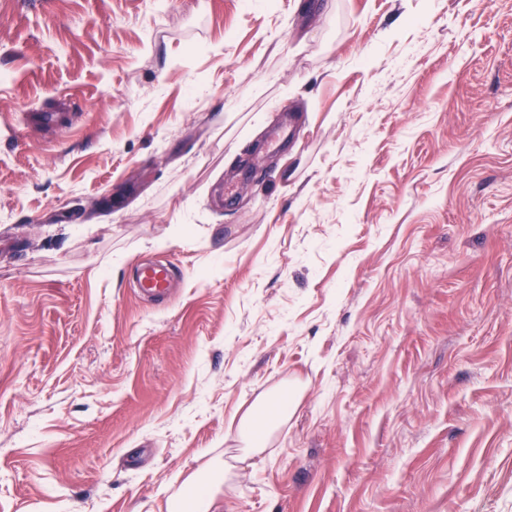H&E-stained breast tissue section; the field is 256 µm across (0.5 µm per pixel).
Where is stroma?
<instances>
[{"mask_svg": "<svg viewBox=\"0 0 512 512\" xmlns=\"http://www.w3.org/2000/svg\"><path fill=\"white\" fill-rule=\"evenodd\" d=\"M217 456L210 512H512V0H0V512ZM174 270L170 262L154 261L138 264L135 268L134 288L142 296L156 302H163L171 295ZM262 402L264 404L262 407L257 408L256 405L252 406V408L242 417L239 423V427L242 430L247 424H253L255 420L261 419L258 412L264 407L273 406L275 408V418L288 417V408L290 407L291 402L285 400L281 394L267 396L262 400Z\"/></svg>", "mask_w": 512, "mask_h": 512, "instance_id": "stroma-1", "label": "stroma"}]
</instances>
